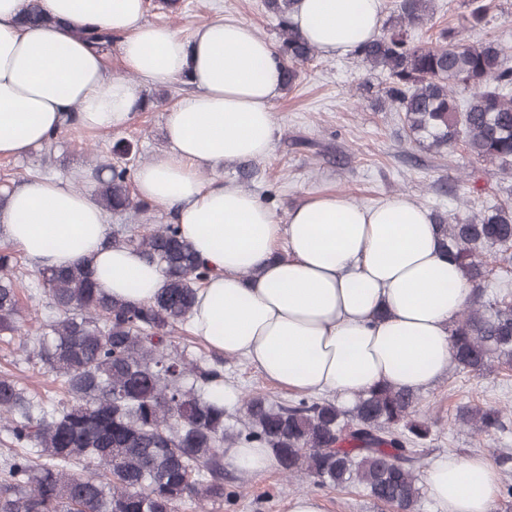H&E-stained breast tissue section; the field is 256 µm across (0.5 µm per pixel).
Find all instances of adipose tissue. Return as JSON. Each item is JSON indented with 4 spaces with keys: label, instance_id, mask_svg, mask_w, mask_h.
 Here are the masks:
<instances>
[{
    "label": "adipose tissue",
    "instance_id": "obj_1",
    "mask_svg": "<svg viewBox=\"0 0 512 512\" xmlns=\"http://www.w3.org/2000/svg\"><path fill=\"white\" fill-rule=\"evenodd\" d=\"M29 3L0 0V156L46 144L70 115L93 130L124 128L144 83L185 76L196 88L166 110L165 155L134 177L140 198L173 209L211 271L191 315L195 336L293 392H333L343 408L384 384L418 390L441 378L474 291L425 208L402 194L365 205L317 191L282 222L240 186L203 180V171L272 148L283 77L270 41L221 19L186 39L144 22L145 0H39L52 25L23 28ZM294 22L323 55L342 56L378 34L380 0H299ZM86 27L121 35L123 74H109L74 37ZM88 179L75 169L11 190L0 243L39 267L87 260L112 296L151 301L160 266L110 243L107 213L82 187ZM224 461L251 478L276 465L272 449L243 442L226 444ZM424 482L440 512L494 510L498 477L484 455L442 458Z\"/></svg>",
    "mask_w": 512,
    "mask_h": 512
}]
</instances>
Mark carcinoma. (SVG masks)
<instances>
[{"mask_svg":"<svg viewBox=\"0 0 512 512\" xmlns=\"http://www.w3.org/2000/svg\"><path fill=\"white\" fill-rule=\"evenodd\" d=\"M496 0H464L471 28L487 22ZM298 0H264L276 20V51L283 85L316 48L292 20ZM431 0H395L382 34L354 55L385 77L383 95L402 113L409 138L442 153L462 144L475 158L512 172V65L493 42L469 43L444 28L435 44L414 43L411 30L427 22ZM55 23L31 3L20 24ZM107 53L120 35L81 32ZM115 162L96 165V196L109 213L144 209L129 189L130 148H114ZM441 246L464 279L488 275L482 256L498 249L512 263V204L462 220L434 218ZM115 244L162 267L154 300L138 304L112 297L78 260L44 267L30 299L47 297L43 331L23 335L17 253L0 251V337L22 338L26 360L55 375L64 398L54 404L19 380L0 376V421L12 446L0 460V512H179L194 498L224 503V443L256 442L273 450L281 474L300 473L321 485L363 487L374 501L409 512L420 495L413 462L427 427L409 421L417 395L384 386L343 410L314 397L284 402L244 398L245 431L224 433V406L208 399L224 383V361L187 363L172 351V334L186 323L196 291L209 271L179 236L176 224H158ZM457 369L484 371L492 360L512 366L509 294L476 300L452 333ZM499 408H475L463 422L487 432Z\"/></svg>","mask_w":512,"mask_h":512,"instance_id":"cac0c4a2","label":"carcinoma"}]
</instances>
